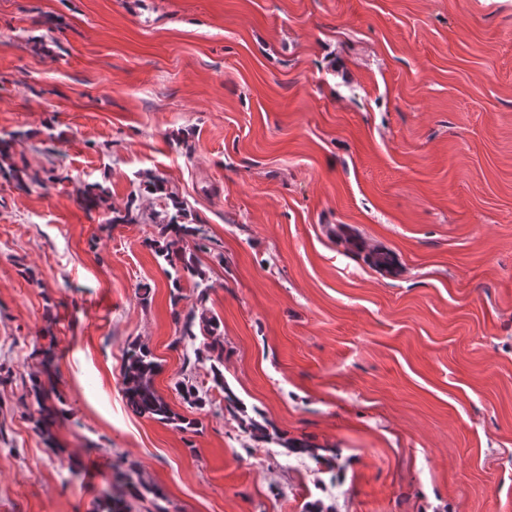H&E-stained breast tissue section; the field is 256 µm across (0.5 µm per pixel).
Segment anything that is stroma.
<instances>
[{
  "label": "stroma",
  "mask_w": 512,
  "mask_h": 512,
  "mask_svg": "<svg viewBox=\"0 0 512 512\" xmlns=\"http://www.w3.org/2000/svg\"><path fill=\"white\" fill-rule=\"evenodd\" d=\"M10 132L67 180L0 178V512H93L121 460L169 512H512V0H0ZM138 171L217 243L225 389L334 469L247 447L208 363L205 407L176 392L196 292L172 305L156 225L77 199ZM135 340L197 432L128 409ZM32 391L34 397L36 399L37 409L36 413L38 414V418L35 419L36 428L41 432H46L50 435L48 424L55 423V420H49L51 408L46 405V401L50 398L49 393L45 390L41 385H37L33 383Z\"/></svg>",
  "instance_id": "1"
}]
</instances>
